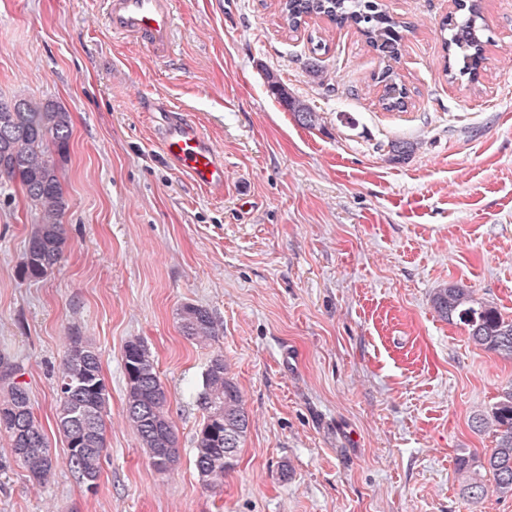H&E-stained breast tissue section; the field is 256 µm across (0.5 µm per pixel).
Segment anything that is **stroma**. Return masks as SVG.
Masks as SVG:
<instances>
[{
    "label": "stroma",
    "instance_id": "stroma-1",
    "mask_svg": "<svg viewBox=\"0 0 512 512\" xmlns=\"http://www.w3.org/2000/svg\"><path fill=\"white\" fill-rule=\"evenodd\" d=\"M406 25L395 69L406 111L379 103L383 64L352 27L290 31L279 0H174L170 60L109 31L103 0H0V98L67 109L61 262L21 274L34 214L0 185V351L59 459L44 483L0 470V512H512L460 492L454 462L494 447L477 413L512 362L437 316L454 283L512 318V0H482L478 82L448 81L440 22L453 0H381ZM328 50L316 55L314 41ZM320 75H312L311 63ZM274 72L317 112L301 126ZM224 157V194L163 158L174 119ZM395 141L410 159H390ZM223 328L187 341L177 312ZM101 354L109 400L96 491L68 470L55 372L71 328ZM141 338L167 389L178 459L157 472L125 420L123 351ZM223 354L249 413L237 464L204 489L196 389ZM177 319L183 336L197 344H206L220 336V324L203 306L185 304L179 309Z\"/></svg>",
    "mask_w": 512,
    "mask_h": 512
}]
</instances>
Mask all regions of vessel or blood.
Masks as SVG:
<instances>
[{
	"label": "vessel or blood",
	"instance_id": "b4317fda",
	"mask_svg": "<svg viewBox=\"0 0 512 512\" xmlns=\"http://www.w3.org/2000/svg\"><path fill=\"white\" fill-rule=\"evenodd\" d=\"M107 25L113 34L139 40L149 56L165 59L173 37L172 0H107ZM161 147L166 161L214 195L224 192V159L192 122L171 121Z\"/></svg>",
	"mask_w": 512,
	"mask_h": 512
}]
</instances>
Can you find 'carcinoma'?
I'll return each instance as SVG.
<instances>
[{"mask_svg":"<svg viewBox=\"0 0 512 512\" xmlns=\"http://www.w3.org/2000/svg\"><path fill=\"white\" fill-rule=\"evenodd\" d=\"M456 16H448L442 29L449 31L445 45L462 56L463 66L454 69L446 61L444 72L451 79L477 80L484 63V28L480 0H455ZM280 12L288 29L296 31L312 16H323L340 25H350L373 49L389 60L398 57L403 39L401 25L383 9L379 0H280ZM271 94L302 125L313 128L318 116L305 102L288 96L280 80L269 73ZM383 90L379 102L387 111L407 104L408 92L389 64L379 75ZM71 115L60 105L30 97L0 99V179L17 181L35 222L28 236L21 272L30 279L45 277L62 259L66 235L62 218L66 201L59 178V162L67 157ZM415 151L414 144H391L392 159L401 162ZM432 306L439 317L465 327L468 339L503 360L512 361V318L476 297L474 290L452 284L438 288ZM183 336L206 344L220 335L221 326L205 307L185 304L177 313ZM126 377L125 417L146 449L152 466L164 473L176 462L178 439L169 415L167 391L145 342L136 337L124 347ZM18 365L0 353V433L9 439L10 453L29 479L41 484L55 469L43 426L34 414L27 387L16 378ZM59 407L56 426L68 448L67 464L77 480L97 484L106 450L105 413L108 391L99 351L77 330L57 373ZM196 402L203 420L195 438L194 466L202 485L215 488L224 483V473L234 467L249 427V415L241 390L224 356L214 355L202 372ZM477 427L492 432L496 446L488 452H463L456 457V472L463 479L462 492L477 501L490 492L512 498V382L501 387L490 410L475 416Z\"/></svg>","mask_w":512,"mask_h":512,"instance_id":"cac0c4a2","label":"carcinoma"}]
</instances>
